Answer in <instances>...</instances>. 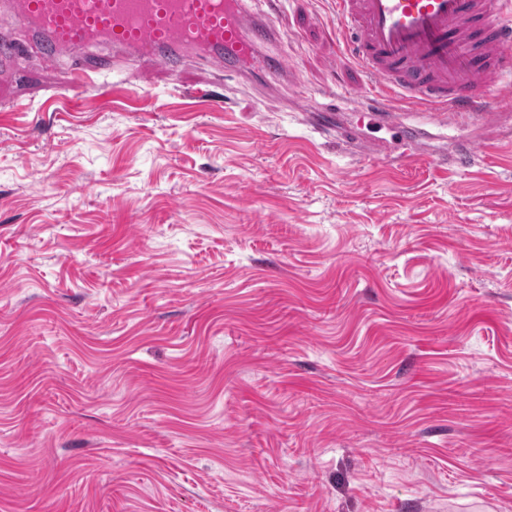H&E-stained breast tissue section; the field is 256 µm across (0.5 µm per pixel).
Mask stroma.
Segmentation results:
<instances>
[{"label":"stroma","instance_id":"1","mask_svg":"<svg viewBox=\"0 0 512 512\" xmlns=\"http://www.w3.org/2000/svg\"><path fill=\"white\" fill-rule=\"evenodd\" d=\"M275 19L287 79L0 77V512H512V110L406 156Z\"/></svg>","mask_w":512,"mask_h":512}]
</instances>
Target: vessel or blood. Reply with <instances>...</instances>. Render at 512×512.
<instances>
[{
    "label": "vessel or blood",
    "instance_id": "vessel-or-blood-1",
    "mask_svg": "<svg viewBox=\"0 0 512 512\" xmlns=\"http://www.w3.org/2000/svg\"><path fill=\"white\" fill-rule=\"evenodd\" d=\"M343 51L366 77L354 96L371 117L399 124L392 102L433 113L440 124L491 117L512 107V0H333ZM267 0H0V72L20 47L49 56L105 45L176 70L199 53L236 72L256 63L285 69L264 48L280 33ZM112 71L111 57L70 73L82 93Z\"/></svg>",
    "mask_w": 512,
    "mask_h": 512
}]
</instances>
